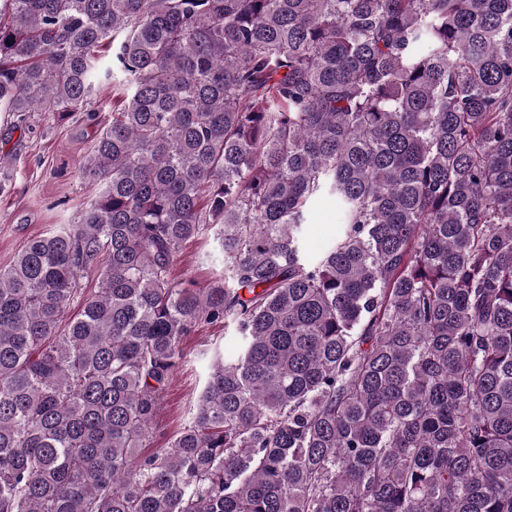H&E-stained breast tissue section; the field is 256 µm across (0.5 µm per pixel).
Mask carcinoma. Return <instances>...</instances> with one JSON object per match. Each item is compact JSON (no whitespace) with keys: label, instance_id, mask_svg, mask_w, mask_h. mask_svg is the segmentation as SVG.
I'll use <instances>...</instances> for the list:
<instances>
[{"label":"carcinoma","instance_id":"cac0c4a2","mask_svg":"<svg viewBox=\"0 0 512 512\" xmlns=\"http://www.w3.org/2000/svg\"><path fill=\"white\" fill-rule=\"evenodd\" d=\"M104 80L80 221L0 268V512H512V0H0L13 127ZM341 210L336 197H322L311 208L304 226V246L307 252L318 253L327 247L336 233ZM212 234L189 242L177 259L174 272L204 286L224 275L223 257L216 251ZM232 336V327L224 330V325L218 324L199 328L183 338L182 362L162 400L160 433L149 448L141 449L142 453L164 447L189 421L207 376L202 353L214 343L223 346L227 353L232 352L235 349Z\"/></svg>","mask_w":512,"mask_h":512}]
</instances>
